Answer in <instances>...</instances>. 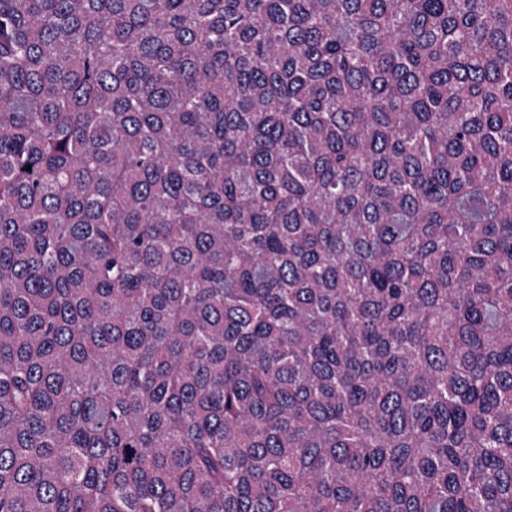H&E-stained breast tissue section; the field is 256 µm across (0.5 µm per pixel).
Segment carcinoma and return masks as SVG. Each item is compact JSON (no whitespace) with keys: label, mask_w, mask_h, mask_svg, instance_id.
Segmentation results:
<instances>
[{"label":"carcinoma","mask_w":512,"mask_h":512,"mask_svg":"<svg viewBox=\"0 0 512 512\" xmlns=\"http://www.w3.org/2000/svg\"><path fill=\"white\" fill-rule=\"evenodd\" d=\"M0 512H512V0H0Z\"/></svg>","instance_id":"carcinoma-1"}]
</instances>
